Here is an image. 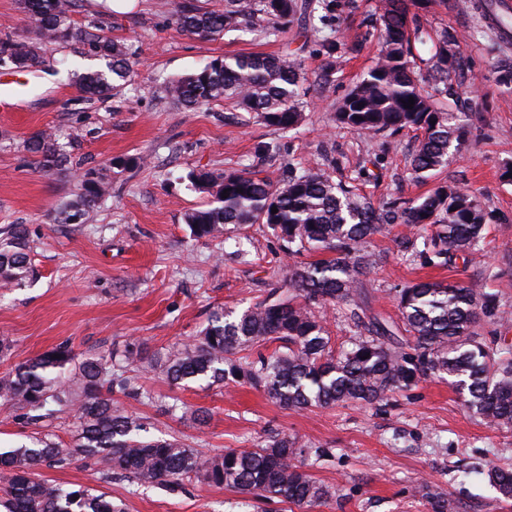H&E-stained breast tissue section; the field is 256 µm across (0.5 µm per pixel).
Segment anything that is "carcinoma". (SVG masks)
I'll use <instances>...</instances> for the list:
<instances>
[{
	"label": "carcinoma",
	"instance_id": "1",
	"mask_svg": "<svg viewBox=\"0 0 512 512\" xmlns=\"http://www.w3.org/2000/svg\"><path fill=\"white\" fill-rule=\"evenodd\" d=\"M79 0H20L42 35L54 41L76 40L88 57L105 62L77 76L80 96L103 99L127 84L131 49L96 32L91 23L72 20ZM323 28L336 25V0H315ZM416 0H382L374 27L378 52L373 66L336 104L334 119L349 129L392 137L406 128L422 131L410 158L411 178L424 180L448 165L462 145L461 116L446 112L440 98L452 94L461 46L458 35L435 33L433 87L422 86L421 67L412 41L424 33ZM182 32L214 40L225 32L261 25L279 37L312 2L299 0H224V8L203 11L192 0L164 3ZM328 61L323 79L336 73V43L322 44ZM43 63L31 42L0 37V67L24 70ZM167 92L190 110L235 103L258 122L280 131L295 130L305 119L307 101L300 88L298 64L288 55L235 54L211 58L195 72L171 80ZM413 107H407L409 98ZM33 163L44 172L68 168L67 144L47 132L26 143ZM280 152L260 143L254 160L242 169L214 174L196 169L192 183L214 191L213 200L185 215L197 238L228 235L248 224H265L289 254L321 250L332 257L281 272V285L267 298L236 313L215 310L192 342L150 358L134 344L121 351L91 352L76 359L62 343L17 364L0 377V403L21 411L20 418L42 431L0 449V512H126L122 501L95 494L82 485H58L40 477L44 466H62L79 455L93 462L104 481L138 486L174 487L193 479L232 488L266 502L300 509L323 504L329 488L304 470L305 449L290 436L275 435L252 450L226 449L206 454L178 437L148 434L143 417L114 402L112 394L140 402L150 398L132 372H161L174 384H222L228 377L262 390L290 410L329 408L347 402H387L393 394L431 374H445L464 398L468 411L496 427H512V347L476 332L481 316L494 313L497 295L472 285L419 281L402 286L397 300L402 329L396 333L377 319L364 326L367 335L338 354L315 313L339 307L359 317L363 297L357 276L371 262L366 252L373 236L403 224L421 240L415 250L424 265L444 267L480 249L489 213L471 191L440 185L414 200L376 205L355 193L356 187L334 178L323 163L291 167L274 179L266 167ZM97 173L86 170L80 192L60 212L67 224L106 195ZM228 197H222L223 191ZM277 212H271V209ZM28 230L12 224L0 239V288H24L33 279ZM282 344L254 359L249 348ZM62 415L76 420L72 445L43 432ZM485 479L501 497L512 499V466L496 465Z\"/></svg>",
	"mask_w": 512,
	"mask_h": 512
}]
</instances>
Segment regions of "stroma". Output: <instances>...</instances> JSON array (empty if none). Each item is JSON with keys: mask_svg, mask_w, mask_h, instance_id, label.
I'll return each instance as SVG.
<instances>
[{"mask_svg": "<svg viewBox=\"0 0 512 512\" xmlns=\"http://www.w3.org/2000/svg\"><path fill=\"white\" fill-rule=\"evenodd\" d=\"M160 0H81L76 25L101 23L106 35L126 42L132 80L105 101L83 100L74 70L90 66L79 42L41 38L19 0H0V37L40 45L46 66L29 71L0 68V79L23 83L17 111L0 112V230L26 225L37 277L27 287L0 289V336L14 340V364L68 343L76 357L88 352L139 346L151 356L193 340L210 314L227 306L242 311L263 300L280 269L319 260L316 252L286 254L266 225L244 228L245 255L234 241L194 238L185 222L190 210L209 201L190 181L191 171L221 173L253 160L260 142L287 147L292 162L335 163L336 174L357 179L371 162L373 179L361 185L373 201L412 199L447 183L476 191L493 218L470 262L425 267L406 247L404 226L373 236L370 267L359 276L366 303L363 319L398 322L394 288L418 280L485 284L497 292L495 316L481 318L478 332L512 344V87L495 82L499 60L512 61V39L500 40L495 25L474 10L433 6V30L463 36L464 76L454 85L448 109L464 113L466 145L427 181L410 176L417 134L401 131L394 148L379 135L337 126V102L372 66L376 31L370 20L379 0H350L339 26L330 32L336 49L333 82L322 83L326 63L312 28L292 25L283 40L261 29L227 32L201 40L180 32ZM290 48L311 103L297 130L267 127L226 101L190 111L165 93L166 84L193 72L205 60L233 54H277ZM56 132L68 142L72 170L48 174L33 165L25 148L35 132ZM139 156L142 167H113L116 157ZM103 175L109 192L80 220L61 223L59 211L78 192L75 172ZM139 382L152 396L131 402L151 433L177 435L214 454L248 450L277 434L308 448L306 471L333 493L312 512H432L429 494L456 505V512H512V500L498 497L482 475L488 463L512 464V428L498 429L473 417L447 379L430 376L389 401L348 403L293 411L263 391L226 379L223 386L170 384L151 372ZM203 408L192 424L160 411L161 400ZM44 479L103 489L123 499L127 512H286L282 503L262 504L226 487L195 481L176 491L137 487L125 481L101 483L89 461L74 458L41 471Z\"/></svg>", "mask_w": 512, "mask_h": 512, "instance_id": "1", "label": "stroma"}]
</instances>
